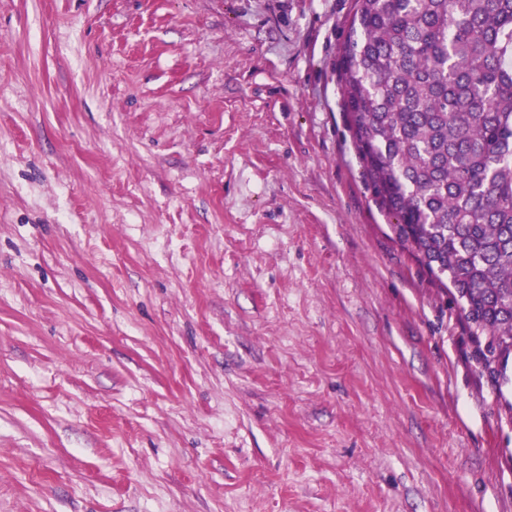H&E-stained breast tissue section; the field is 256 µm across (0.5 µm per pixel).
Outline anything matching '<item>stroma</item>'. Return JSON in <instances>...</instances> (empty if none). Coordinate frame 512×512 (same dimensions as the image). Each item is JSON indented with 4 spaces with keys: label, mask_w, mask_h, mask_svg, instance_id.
<instances>
[{
    "label": "stroma",
    "mask_w": 512,
    "mask_h": 512,
    "mask_svg": "<svg viewBox=\"0 0 512 512\" xmlns=\"http://www.w3.org/2000/svg\"><path fill=\"white\" fill-rule=\"evenodd\" d=\"M354 8L0 0V512H512L348 129Z\"/></svg>",
    "instance_id": "obj_1"
}]
</instances>
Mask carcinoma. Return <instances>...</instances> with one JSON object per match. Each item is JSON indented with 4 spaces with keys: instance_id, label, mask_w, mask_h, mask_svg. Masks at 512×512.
<instances>
[{
    "instance_id": "carcinoma-1",
    "label": "carcinoma",
    "mask_w": 512,
    "mask_h": 512,
    "mask_svg": "<svg viewBox=\"0 0 512 512\" xmlns=\"http://www.w3.org/2000/svg\"><path fill=\"white\" fill-rule=\"evenodd\" d=\"M340 82L392 230L512 387V0H356Z\"/></svg>"
}]
</instances>
